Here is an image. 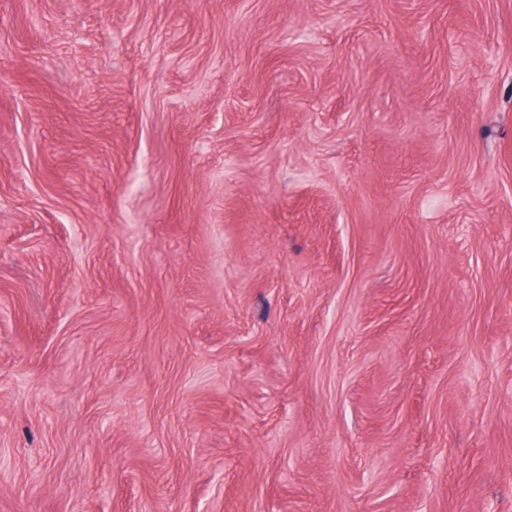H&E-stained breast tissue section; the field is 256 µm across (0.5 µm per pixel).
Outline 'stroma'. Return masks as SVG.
Returning a JSON list of instances; mask_svg holds the SVG:
<instances>
[{
	"instance_id": "stroma-1",
	"label": "stroma",
	"mask_w": 512,
	"mask_h": 512,
	"mask_svg": "<svg viewBox=\"0 0 512 512\" xmlns=\"http://www.w3.org/2000/svg\"><path fill=\"white\" fill-rule=\"evenodd\" d=\"M0 512H512V0H0Z\"/></svg>"
}]
</instances>
